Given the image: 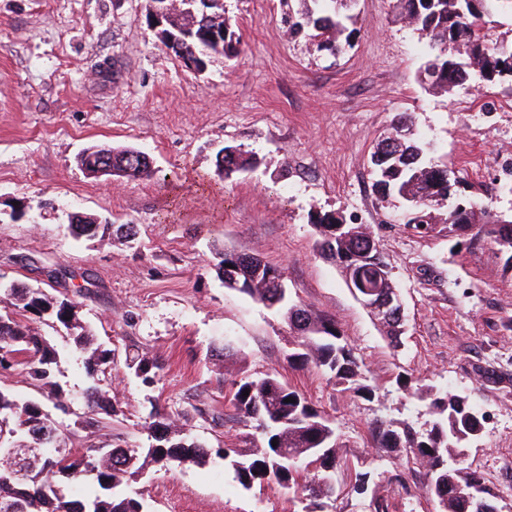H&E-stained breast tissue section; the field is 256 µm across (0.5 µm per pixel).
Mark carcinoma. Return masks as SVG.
Wrapping results in <instances>:
<instances>
[{
	"instance_id": "cac0c4a2",
	"label": "carcinoma",
	"mask_w": 512,
	"mask_h": 512,
	"mask_svg": "<svg viewBox=\"0 0 512 512\" xmlns=\"http://www.w3.org/2000/svg\"><path fill=\"white\" fill-rule=\"evenodd\" d=\"M317 9L305 13L304 22L294 24L319 52L334 55L350 44L352 16L337 8L338 0H314ZM505 0H395L400 18L417 31L429 48L426 75L432 89L448 93L475 83L487 87L505 76L512 78V43H491L486 35V17ZM176 24L182 47L189 51L210 47L215 55L231 58L238 39L225 16L223 0H179ZM103 158L112 161V175L137 179L152 175L149 158L134 148L100 147ZM370 163L374 187L382 200L398 199L405 206L407 224L428 235L435 225L463 235L476 232L494 242L505 256L504 269L512 270V215H491L478 202L461 193V180L448 166L431 162L421 138L401 116L391 131L377 143ZM257 161L235 146L224 147L221 172L228 178L253 169ZM346 218L340 211L315 212L311 223L318 233L322 253L343 271H350L367 250L378 264L388 267L372 233L362 225L351 233L340 229ZM109 224H86L82 214L70 218L76 238L106 235ZM215 268L224 287L238 291L280 313L296 331L295 347L288 364L298 370L321 369L336 384L371 401L377 386L365 376L336 320L292 302L283 272L247 254L214 249ZM11 311H0V369L12 367L20 356L28 357L29 377L40 390L39 399H21L0 387V449H13V457L0 463V512H145L143 504L125 492L137 482L150 463L173 466L202 462L206 443L191 437L175 424L164 408L153 405L149 413L148 446L139 458L108 438L76 452L56 448L59 424L45 409L49 402L63 415L71 414L73 402L82 401L83 413L75 429L95 435L110 427L117 406L102 387V377L111 373L114 352L95 342L93 329L79 314V303L61 301L41 289L13 283L6 289ZM26 312L47 319L53 328L67 330L71 349L79 355L91 384L78 393L54 381L60 355L45 337L18 318ZM126 374L145 387L157 382L161 364L155 358L137 356L125 361ZM398 390L410 399H423V385L408 376L396 380ZM232 404L253 432L245 446L224 449V462L245 490L274 486L302 504L301 512H317L320 500L335 491L336 448L339 437L332 419L315 408L299 391L283 383L277 374L232 382ZM249 391L244 397L242 392ZM293 401H287V398ZM428 427L415 430L402 423L382 430L381 445L404 448L414 462L425 468L428 490L438 501L440 512H465L457 499L460 485L480 482L475 473L464 471L455 458L482 432L485 415L468 400L447 391L435 392L429 403ZM277 446H272V442Z\"/></svg>"
}]
</instances>
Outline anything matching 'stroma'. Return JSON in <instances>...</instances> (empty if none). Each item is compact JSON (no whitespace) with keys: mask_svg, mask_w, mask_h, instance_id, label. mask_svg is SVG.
Masks as SVG:
<instances>
[{"mask_svg":"<svg viewBox=\"0 0 512 512\" xmlns=\"http://www.w3.org/2000/svg\"><path fill=\"white\" fill-rule=\"evenodd\" d=\"M301 7L224 0L238 53L198 74L161 44L147 0H0V283L59 299L82 286L80 314L115 352L111 431L124 447L143 448L155 403L207 442L204 464L147 466L133 489L148 512H294L287 494L243 490L221 453L249 432L230 403L232 380L267 372L335 422L326 512H375L351 490L358 470L386 487L387 512H437L425 473L378 443L379 425L425 419L426 401L397 389L404 374L484 412L465 468L497 512H512V271L494 243L444 224L427 236L409 228L379 199L370 164L394 119L407 116L465 195L512 214V79L432 93L420 81L428 49L393 0H356L351 45L337 55L290 38ZM94 144L143 151L152 177L87 175L78 158ZM227 145L254 154L258 168L221 176ZM338 209L370 227L388 264L403 302L400 347L316 247L311 213ZM75 211L136 225L137 238H74ZM217 248L279 267L296 303L334 318L377 400L321 370L291 369L286 321L224 287ZM134 354L162 362L155 387L124 377Z\"/></svg>","mask_w":512,"mask_h":512,"instance_id":"stroma-1","label":"stroma"}]
</instances>
